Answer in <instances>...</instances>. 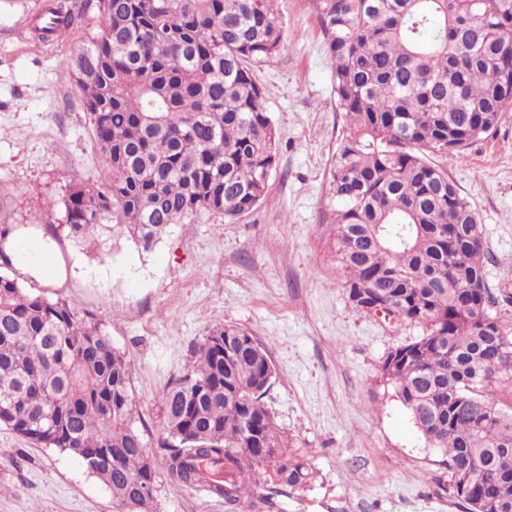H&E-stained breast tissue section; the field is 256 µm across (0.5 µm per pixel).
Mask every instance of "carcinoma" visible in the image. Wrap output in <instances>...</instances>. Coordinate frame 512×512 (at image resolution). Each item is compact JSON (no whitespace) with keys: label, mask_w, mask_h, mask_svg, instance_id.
I'll use <instances>...</instances> for the list:
<instances>
[{"label":"carcinoma","mask_w":512,"mask_h":512,"mask_svg":"<svg viewBox=\"0 0 512 512\" xmlns=\"http://www.w3.org/2000/svg\"><path fill=\"white\" fill-rule=\"evenodd\" d=\"M101 31L71 77L104 159L102 189L70 188L63 228L107 231L143 250L202 213L229 219L266 196L279 163L264 88L249 68L283 50L276 0H97ZM348 120L328 173L336 263L353 308L364 289L424 334L381 372L465 512H512V333L491 311L485 245L445 165L512 109V0H310ZM72 24L68 6L44 30ZM113 225H108V222ZM161 397L149 453L129 364L69 302L0 272V424L78 458L115 512H151L156 462L230 507L302 489L313 471L288 453L264 397L270 356L248 331H209ZM117 453L118 467L93 464Z\"/></svg>","instance_id":"carcinoma-1"}]
</instances>
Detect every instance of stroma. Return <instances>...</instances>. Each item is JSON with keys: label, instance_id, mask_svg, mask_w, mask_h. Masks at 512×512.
Here are the masks:
<instances>
[{"label": "stroma", "instance_id": "stroma-1", "mask_svg": "<svg viewBox=\"0 0 512 512\" xmlns=\"http://www.w3.org/2000/svg\"><path fill=\"white\" fill-rule=\"evenodd\" d=\"M58 1L0 0V226L27 223L36 204L50 202L38 240L62 224L70 186L106 179L81 91L65 77L100 27L95 0H62L74 14L63 43L36 51L17 37L27 16ZM276 7L284 50L253 66L279 153L258 206L173 225L149 251L126 239L94 251L63 235L44 238L63 277L18 281L67 299L111 336L151 444L165 386L185 373L210 329L234 324L263 344L276 371L265 403L314 479L262 512H462L448 499L447 469L381 373L422 326L356 311L336 265L327 174L345 120L320 27L309 0ZM447 168L482 228L489 288L512 289V110ZM152 510L230 512L162 468ZM0 512H113L112 496L76 458L0 425Z\"/></svg>", "mask_w": 512, "mask_h": 512}]
</instances>
